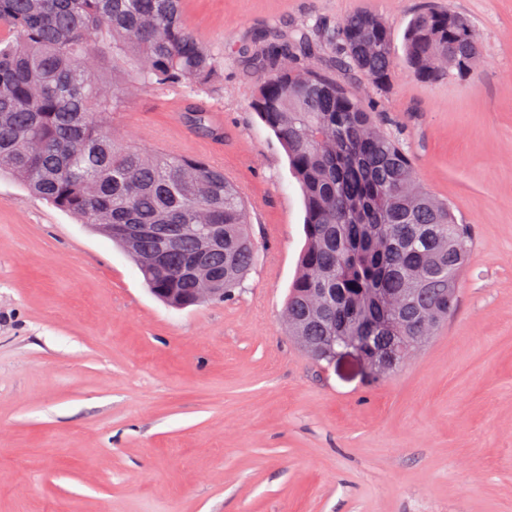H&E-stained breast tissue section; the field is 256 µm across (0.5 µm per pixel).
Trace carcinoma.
Returning a JSON list of instances; mask_svg holds the SVG:
<instances>
[{
    "label": "carcinoma",
    "instance_id": "carcinoma-1",
    "mask_svg": "<svg viewBox=\"0 0 512 512\" xmlns=\"http://www.w3.org/2000/svg\"><path fill=\"white\" fill-rule=\"evenodd\" d=\"M174 0H0V172L122 247L146 286L171 305L196 289L228 300L242 287L256 245L240 189L208 162L124 145L103 117L125 109L140 88L176 87L187 96L219 83L224 58L200 40ZM463 16L425 7L409 23L404 61L422 81L463 76L480 43ZM323 47L340 67L379 89L394 66L391 36L377 14L348 15L333 32L300 29L254 56L259 78L251 107L288 157L304 207L305 245L283 316L290 336H433L448 315V289L459 288L471 228L419 183L409 154L384 133L336 77L298 62ZM185 120L216 137L210 114L190 105ZM117 224H154L137 241ZM172 224H215L224 247L215 276L183 266L193 252ZM166 254L169 264L151 259ZM336 289L320 316H304L316 289ZM419 288L393 313L374 293Z\"/></svg>",
    "mask_w": 512,
    "mask_h": 512
}]
</instances>
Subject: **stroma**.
Listing matches in <instances>:
<instances>
[{"label":"stroma","mask_w":512,"mask_h":512,"mask_svg":"<svg viewBox=\"0 0 512 512\" xmlns=\"http://www.w3.org/2000/svg\"><path fill=\"white\" fill-rule=\"evenodd\" d=\"M464 15L482 47L466 76L417 79L404 33L426 5ZM380 15L388 88L337 70L380 113L425 187L474 228L457 305L396 374L314 363L282 310L304 245L288 158L250 106L273 35ZM224 56L197 104L163 90L112 123L143 149L207 144L248 202L259 256L235 298L178 310L108 237L0 177V512H512V0H187ZM184 118L191 126L207 136L216 137L220 132V129L213 124L210 114L195 105L187 107Z\"/></svg>","instance_id":"obj_1"}]
</instances>
